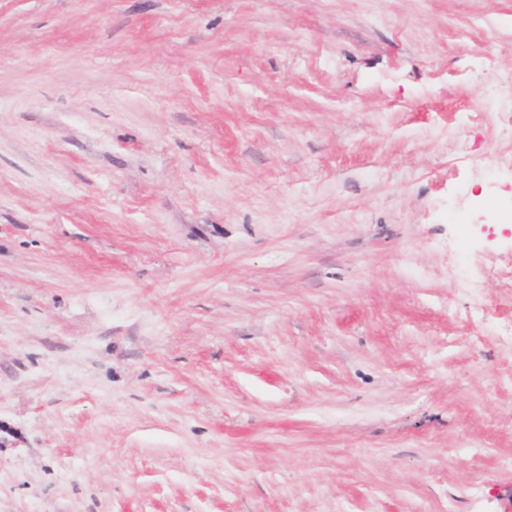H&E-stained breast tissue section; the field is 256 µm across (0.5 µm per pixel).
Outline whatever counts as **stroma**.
I'll return each mask as SVG.
<instances>
[{
	"label": "stroma",
	"mask_w": 512,
	"mask_h": 512,
	"mask_svg": "<svg viewBox=\"0 0 512 512\" xmlns=\"http://www.w3.org/2000/svg\"><path fill=\"white\" fill-rule=\"evenodd\" d=\"M512 0H0V512H512Z\"/></svg>",
	"instance_id": "obj_1"
}]
</instances>
